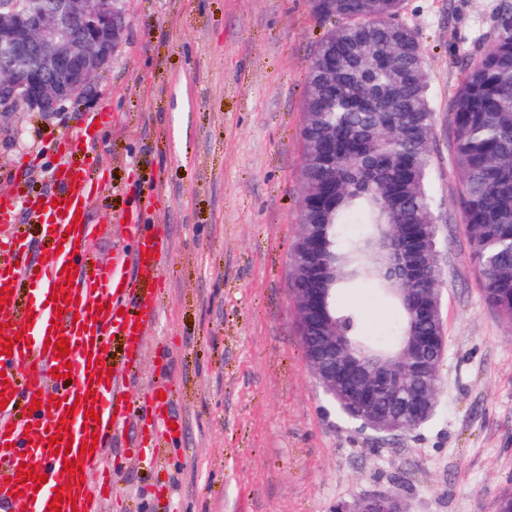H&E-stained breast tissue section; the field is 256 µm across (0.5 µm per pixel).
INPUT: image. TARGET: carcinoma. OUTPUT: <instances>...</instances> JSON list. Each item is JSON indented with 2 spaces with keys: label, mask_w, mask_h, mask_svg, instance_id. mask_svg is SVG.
<instances>
[{
  "label": "carcinoma",
  "mask_w": 512,
  "mask_h": 512,
  "mask_svg": "<svg viewBox=\"0 0 512 512\" xmlns=\"http://www.w3.org/2000/svg\"><path fill=\"white\" fill-rule=\"evenodd\" d=\"M330 24L310 63L302 128L303 197L299 223L318 224V260L336 267L328 310L336 333L349 328L355 360L393 359L396 344L366 336L362 311L339 293L366 281L409 317L401 281L422 242L439 251L430 188L436 125L424 49L400 19L404 0H311ZM451 161L458 179L460 222L484 302L512 323V3L501 5L497 35L464 67L448 97ZM406 226L393 236L392 225Z\"/></svg>",
  "instance_id": "cac0c4a2"
}]
</instances>
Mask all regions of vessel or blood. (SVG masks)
Wrapping results in <instances>:
<instances>
[{
  "label": "vessel or blood",
  "instance_id": "1",
  "mask_svg": "<svg viewBox=\"0 0 512 512\" xmlns=\"http://www.w3.org/2000/svg\"><path fill=\"white\" fill-rule=\"evenodd\" d=\"M83 141L80 134L65 139L50 196L26 203L0 198V288L11 290L0 303V328L14 340L11 354L0 353L6 378L0 393L8 399L0 407V512H11L19 501L27 512H52L57 495L63 498L61 512H106L112 498L106 445L124 434L131 405L122 392L159 313L163 240L141 232L132 254L117 252L105 266L91 257L94 228L86 213L97 181L92 160H74ZM21 209L41 228L39 258H29L27 242L15 230ZM128 262L136 270L131 280L123 273ZM111 337L125 344L129 356L103 376L99 362ZM63 338L69 354L61 360L56 345ZM64 369L69 372L65 378L60 375ZM38 396L45 405L36 409L32 400ZM150 401L149 435L160 446L173 434V418L158 392H151ZM92 411L97 414L93 420L88 417ZM63 421L72 439L64 456L49 441ZM91 441L94 452H82V444ZM78 459L83 472L66 474L65 462ZM24 468L32 470L33 480L22 481ZM39 475L46 483H36ZM62 475L69 487L60 492L56 481Z\"/></svg>",
  "mask_w": 512,
  "mask_h": 512
}]
</instances>
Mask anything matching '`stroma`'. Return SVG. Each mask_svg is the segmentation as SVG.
Segmentation results:
<instances>
[{"label":"stroma","mask_w":512,"mask_h":512,"mask_svg":"<svg viewBox=\"0 0 512 512\" xmlns=\"http://www.w3.org/2000/svg\"><path fill=\"white\" fill-rule=\"evenodd\" d=\"M497 2L407 0L404 14L440 118L430 181L447 334L435 412L406 434L344 416L301 343L289 281L303 98L326 30L310 0H125L123 41L87 95L0 119V197L49 193L58 144L88 127L100 174L89 221L108 227L96 260L132 250V217L169 243L129 383L137 403L107 449L112 512H336L386 491L407 512H495L512 494V324L485 304L469 262L444 120L466 59L497 30ZM350 300L387 341L395 312L370 289ZM158 383L183 428L156 451L142 440Z\"/></svg>","instance_id":"stroma-1"}]
</instances>
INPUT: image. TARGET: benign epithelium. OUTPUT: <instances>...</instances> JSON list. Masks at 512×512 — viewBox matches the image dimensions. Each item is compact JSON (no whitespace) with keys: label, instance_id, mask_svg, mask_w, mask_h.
I'll return each mask as SVG.
<instances>
[{"label":"benign epithelium","instance_id":"1","mask_svg":"<svg viewBox=\"0 0 512 512\" xmlns=\"http://www.w3.org/2000/svg\"><path fill=\"white\" fill-rule=\"evenodd\" d=\"M126 28L123 0H20L0 7V100L52 114L65 102L85 95L93 78L112 61ZM442 267L432 266L426 250L402 270L404 279L428 283L407 289L412 297L424 292L434 302L412 308L415 325L403 347L398 366L357 369L336 365V343L344 337L329 331L306 352L308 363L324 392L358 400L369 407L362 427L383 435L412 432L433 415L441 389L439 364L447 336L442 321ZM300 334L305 314L322 315L325 297L311 290L293 293ZM380 387L388 405L376 407L372 391ZM339 512H406L399 493L383 492L359 498Z\"/></svg>","mask_w":512,"mask_h":512}]
</instances>
